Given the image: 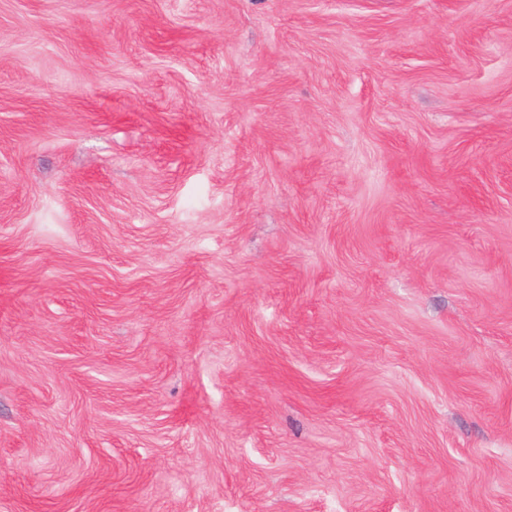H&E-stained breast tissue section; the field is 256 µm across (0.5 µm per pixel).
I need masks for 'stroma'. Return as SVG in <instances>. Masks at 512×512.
<instances>
[{"label": "stroma", "instance_id": "1", "mask_svg": "<svg viewBox=\"0 0 512 512\" xmlns=\"http://www.w3.org/2000/svg\"><path fill=\"white\" fill-rule=\"evenodd\" d=\"M0 512H512V0H0Z\"/></svg>", "mask_w": 512, "mask_h": 512}]
</instances>
